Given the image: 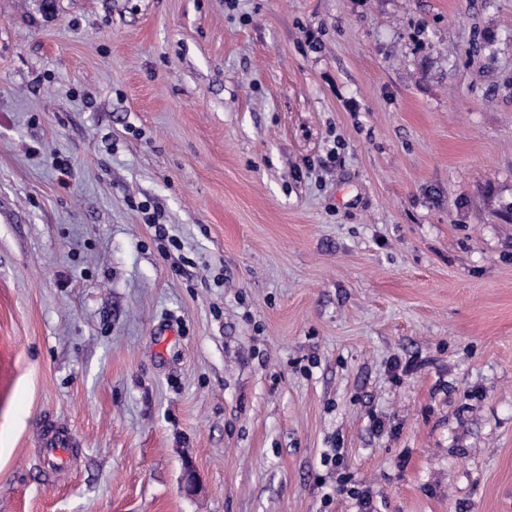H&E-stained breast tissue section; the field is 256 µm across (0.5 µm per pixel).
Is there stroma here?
Masks as SVG:
<instances>
[{"instance_id":"1","label":"stroma","mask_w":512,"mask_h":512,"mask_svg":"<svg viewBox=\"0 0 512 512\" xmlns=\"http://www.w3.org/2000/svg\"><path fill=\"white\" fill-rule=\"evenodd\" d=\"M343 474L512 512V0H0V512ZM63 442H55L50 448H44L46 471L55 473L64 468L70 459L71 448H67Z\"/></svg>"}]
</instances>
